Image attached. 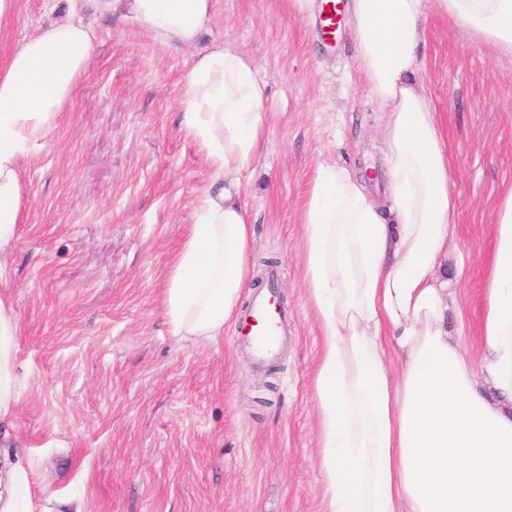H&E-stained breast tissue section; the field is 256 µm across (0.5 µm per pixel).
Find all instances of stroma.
Masks as SVG:
<instances>
[{
  "label": "stroma",
  "mask_w": 512,
  "mask_h": 512,
  "mask_svg": "<svg viewBox=\"0 0 512 512\" xmlns=\"http://www.w3.org/2000/svg\"><path fill=\"white\" fill-rule=\"evenodd\" d=\"M77 13L95 43L56 128L21 162L25 194L0 269L17 338L12 415L0 422V483L19 462L35 512H322L315 390L323 336L307 300L301 213L316 169L363 174L384 197L387 109L356 62L350 23L333 41L319 11L292 0H214L198 47L223 43L266 83L268 142L238 191L254 232L241 306L267 287L289 315L275 368L252 367L233 327L218 341L171 336L164 315L173 256L215 185L180 129L194 54L96 0H17L0 62L23 38ZM197 47V48H198ZM448 146L465 268L468 355L479 359V299L490 226L512 188V55L423 0L414 74Z\"/></svg>",
  "instance_id": "1"
}]
</instances>
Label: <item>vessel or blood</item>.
Instances as JSON below:
<instances>
[{"instance_id":"vessel-or-blood-1","label":"vessel or blood","mask_w":512,"mask_h":512,"mask_svg":"<svg viewBox=\"0 0 512 512\" xmlns=\"http://www.w3.org/2000/svg\"><path fill=\"white\" fill-rule=\"evenodd\" d=\"M320 22L327 36H335L342 22L341 0H321ZM268 281V288L253 298L235 325L237 340L248 344L262 366L274 364L277 345L289 327L288 313L277 301V272H270Z\"/></svg>"}]
</instances>
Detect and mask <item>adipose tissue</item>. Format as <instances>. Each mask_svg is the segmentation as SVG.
<instances>
[{
  "instance_id": "obj_1",
  "label": "adipose tissue",
  "mask_w": 512,
  "mask_h": 512,
  "mask_svg": "<svg viewBox=\"0 0 512 512\" xmlns=\"http://www.w3.org/2000/svg\"><path fill=\"white\" fill-rule=\"evenodd\" d=\"M162 43L194 47L212 0H99ZM512 55V0H437ZM357 65L390 109L388 202L364 178L319 167L301 215L303 265L324 339L316 380L324 512H512V189L500 199L479 310L480 360L449 330L440 272L455 210L436 112L412 75L421 0H350ZM92 49L81 19L25 38L0 65V256L17 233L20 162L69 104ZM181 126L216 177L238 180L267 143L265 84L234 49L199 53ZM252 229L227 191L204 193L174 257L165 317L177 338L217 341L250 275ZM18 317L0 300V418L15 402Z\"/></svg>"
}]
</instances>
